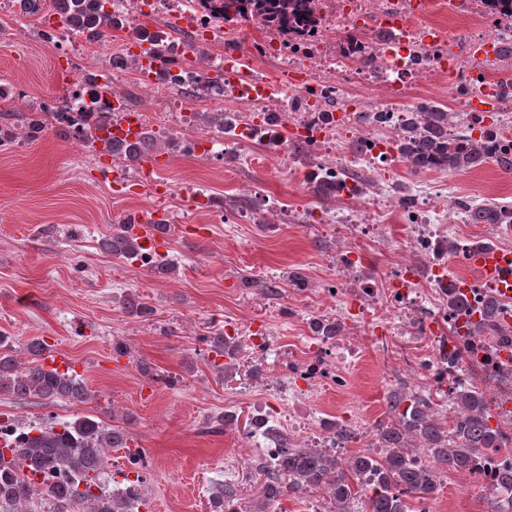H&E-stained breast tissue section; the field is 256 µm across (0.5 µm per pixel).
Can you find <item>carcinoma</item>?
Wrapping results in <instances>:
<instances>
[{
    "mask_svg": "<svg viewBox=\"0 0 512 512\" xmlns=\"http://www.w3.org/2000/svg\"><path fill=\"white\" fill-rule=\"evenodd\" d=\"M67 26L75 33L96 27V19L85 12L82 0H59ZM255 10L267 13L286 27L305 21L304 5L298 0H246ZM447 110L429 106L407 114L401 144L405 157L418 169L438 168L463 171L494 163L512 173V153L498 152L482 140L468 139L462 145L448 143ZM503 204L475 208L474 224L498 222ZM106 250L123 258H134L137 250L120 225L103 242ZM498 301L489 296L471 318L470 305L458 288H448V308L466 317L467 334L482 337L496 330ZM30 365L18 371L12 337L0 333V391L24 399L65 398L83 403L90 397L85 381L72 371L46 369L39 362L42 339L25 344ZM396 419L378 429L382 454L376 458L358 453L343 463L325 448H298L289 445L281 464L271 469L258 463L265 477V498L289 496L305 500L317 491L326 494L339 512L345 504L362 499L361 512H414L411 502L423 503L439 487L438 474L465 472L485 448H499L503 434L490 426L484 394L469 388L455 396L451 408L455 427L448 429L425 397L411 400L398 392L387 396ZM6 447H0V512H139L148 503L144 492L109 489L103 480L106 449L123 447L124 434L96 415L73 421L44 420L28 427L12 418L0 422ZM367 474L372 487L356 483ZM237 499L230 484L217 488L212 497L213 512H224V503Z\"/></svg>",
    "mask_w": 512,
    "mask_h": 512,
    "instance_id": "1",
    "label": "carcinoma"
}]
</instances>
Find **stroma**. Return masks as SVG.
I'll list each match as a JSON object with an SVG mask.
<instances>
[{"label":"stroma","instance_id":"1","mask_svg":"<svg viewBox=\"0 0 512 512\" xmlns=\"http://www.w3.org/2000/svg\"><path fill=\"white\" fill-rule=\"evenodd\" d=\"M69 82L55 51L30 37L24 19L0 34V85L20 86L34 101L62 95ZM110 161L78 152L60 132L0 151V333L17 340L14 357L22 367L27 339L54 338L91 391L85 403L2 394L0 411L26 424L94 414L121 429L127 446L109 450L107 473L120 477L126 449L141 451L153 512H211L212 493L224 483L236 486L245 505L262 507L258 451L246 422L256 414L254 396L273 387L285 355L256 354L241 335L237 366L225 374L215 370L209 344L233 315L273 332L278 342L307 341V311L288 308L289 276L302 274L308 293L317 295L333 259L353 248L346 234L304 221L309 210L337 211L342 202L232 153L204 160L166 148L133 160L136 168L154 164L169 182L195 184L229 210L244 207L255 192L266 198L263 223L227 224L182 200L172 205L164 196L104 187L93 172ZM427 180L443 185L453 201L512 202V174L492 163ZM155 207L173 217L163 255L172 271L103 249L124 218ZM134 297L153 314L131 315L127 301ZM359 343L349 387L315 396L311 409L339 417L351 408L381 425L391 420L388 393L412 390L416 349L405 337ZM118 344L124 355L115 354ZM155 373L180 382L165 386L152 381ZM463 481V474L448 473L427 503L430 512H488L487 492L464 490Z\"/></svg>","mask_w":512,"mask_h":512}]
</instances>
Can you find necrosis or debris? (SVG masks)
Returning <instances> with one entry per match:
<instances>
[{
    "instance_id": "obj_1",
    "label": "necrosis or debris",
    "mask_w": 512,
    "mask_h": 512,
    "mask_svg": "<svg viewBox=\"0 0 512 512\" xmlns=\"http://www.w3.org/2000/svg\"><path fill=\"white\" fill-rule=\"evenodd\" d=\"M103 30L119 37L118 47L87 51L65 26L56 8L37 0L30 13L32 33L59 49L73 71L68 94L33 102L31 116L46 131L72 130V142L85 149L84 133L106 125L119 134L132 119L147 121L145 108L117 91L127 81L168 113L157 125H177L182 149L207 158L223 151L258 147L255 161L273 173L305 185L326 181L340 188L349 209L338 214L309 212L311 224L338 225L364 242L336 260L343 273L353 272L366 251L391 240L435 268L457 263L462 289L472 308L487 296L499 302L500 333L488 338L460 335L463 320L448 308L443 279L419 281L408 264L388 266L380 280L363 288H346L342 275L326 280L324 307L315 317H337L370 338L409 333L425 350L418 359L416 387L427 389L436 404L452 400L472 380L487 392L493 421L508 444L480 454L465 475L469 486L495 485L512 467V288L485 279L469 259L477 247L465 213L456 206L437 207L438 192L414 182L405 194L385 187L378 198L364 196L354 173L366 166L398 177L412 170L399 150L404 113L395 106L414 94L422 81L461 76L449 88L458 123L449 142L463 132L490 135L499 150L512 152V100L499 102L497 120L473 111L479 93L498 81L487 59L472 43L496 44L512 37V0H308L310 23L281 30L261 17L224 20L222 0H84ZM445 11L461 20L457 43L431 23ZM276 62L279 72L297 75L287 99H276L239 78L244 56ZM206 108L224 114L223 125L196 128L193 112ZM397 214L399 224L382 228L379 216ZM456 231L458 248L449 253L438 244ZM358 353L354 337L320 336L314 347H293L288 372L276 385L288 405L278 421L288 434H303L317 447H336L329 424L310 421L306 412L322 389H342L348 372L343 357Z\"/></svg>"
}]
</instances>
